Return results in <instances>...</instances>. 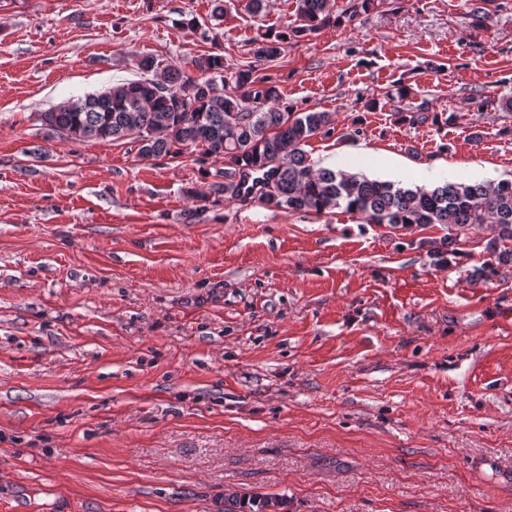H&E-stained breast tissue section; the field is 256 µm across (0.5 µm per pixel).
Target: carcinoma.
Wrapping results in <instances>:
<instances>
[{
	"label": "carcinoma",
	"mask_w": 512,
	"mask_h": 512,
	"mask_svg": "<svg viewBox=\"0 0 512 512\" xmlns=\"http://www.w3.org/2000/svg\"><path fill=\"white\" fill-rule=\"evenodd\" d=\"M334 0H297L301 23L251 39L254 63L224 87V56L194 60L198 75L150 56L139 68L148 76L69 99L42 114L43 123L74 141L130 139L142 156L178 158L189 150L221 162L214 192L267 207L322 214L345 209L370 224L412 230L440 224L450 231L432 247L444 257L458 244L453 232L476 226L489 231L486 249L498 265L512 264V181L448 182L433 188L403 187L343 170L318 167L303 146L331 130L328 112L274 107L279 92L260 66L278 59L291 39L330 24ZM278 502L224 494V512H266Z\"/></svg>",
	"instance_id": "carcinoma-1"
}]
</instances>
